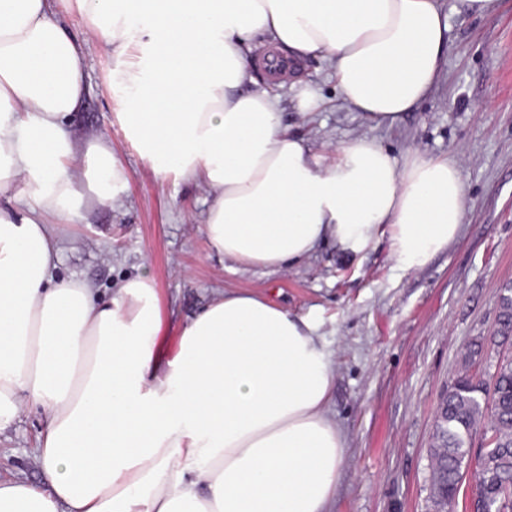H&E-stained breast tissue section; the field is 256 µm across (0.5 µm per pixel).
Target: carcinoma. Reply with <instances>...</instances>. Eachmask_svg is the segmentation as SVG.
Listing matches in <instances>:
<instances>
[{
    "mask_svg": "<svg viewBox=\"0 0 512 512\" xmlns=\"http://www.w3.org/2000/svg\"><path fill=\"white\" fill-rule=\"evenodd\" d=\"M512 345V284L500 287L492 336ZM429 448L432 512H453L476 437L494 443L478 459L473 478L478 499L493 512H512V356L500 359L490 380L459 376L440 402Z\"/></svg>",
    "mask_w": 512,
    "mask_h": 512,
    "instance_id": "obj_1",
    "label": "carcinoma"
}]
</instances>
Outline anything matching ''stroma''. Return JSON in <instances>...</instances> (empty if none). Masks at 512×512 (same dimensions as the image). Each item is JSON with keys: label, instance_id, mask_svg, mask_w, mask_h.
<instances>
[{"label": "stroma", "instance_id": "1", "mask_svg": "<svg viewBox=\"0 0 512 512\" xmlns=\"http://www.w3.org/2000/svg\"><path fill=\"white\" fill-rule=\"evenodd\" d=\"M440 3L448 15L440 77L395 126L367 122L345 106L320 60L301 71L321 98L314 112L299 110L289 80L255 74L278 95L283 125L315 152L367 137L398 157L457 153L466 199L460 233L410 272L397 268L386 234L357 255L325 241L274 272L242 269L215 253L203 229L211 190L174 171L157 173L141 157L117 119L111 56L89 39L80 16L63 20L71 36L88 42L86 95L68 122L78 133L110 138L127 185L120 202L93 206L66 228L55 281L84 279L105 297L149 274L176 327L227 288L271 290L315 320L336 372L329 411L348 440L331 512H432L428 448L440 397L472 343L483 345L478 363L486 373L505 352L491 337L499 289L512 282V0H497L483 17L460 12L459 0ZM41 428V410L28 407L0 431L1 480L42 484L33 459Z\"/></svg>", "mask_w": 512, "mask_h": 512}]
</instances>
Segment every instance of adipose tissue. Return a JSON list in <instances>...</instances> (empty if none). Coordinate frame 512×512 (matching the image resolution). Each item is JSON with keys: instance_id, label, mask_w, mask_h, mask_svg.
<instances>
[{"instance_id": "obj_1", "label": "adipose tissue", "mask_w": 512, "mask_h": 512, "mask_svg": "<svg viewBox=\"0 0 512 512\" xmlns=\"http://www.w3.org/2000/svg\"><path fill=\"white\" fill-rule=\"evenodd\" d=\"M72 12L110 50L126 137L211 189L210 247L273 270L386 228L397 266L418 269L457 238L465 199L455 153L400 159L366 137L317 153L288 133L269 90H241L255 37L287 68L331 62L341 100L392 126L438 78L447 15L439 0H0V430L39 406L44 474L0 481V512H329L347 440L315 322L228 288L174 332L149 275L106 299L51 282L63 227L126 184L110 140L67 124L85 94Z\"/></svg>"}]
</instances>
